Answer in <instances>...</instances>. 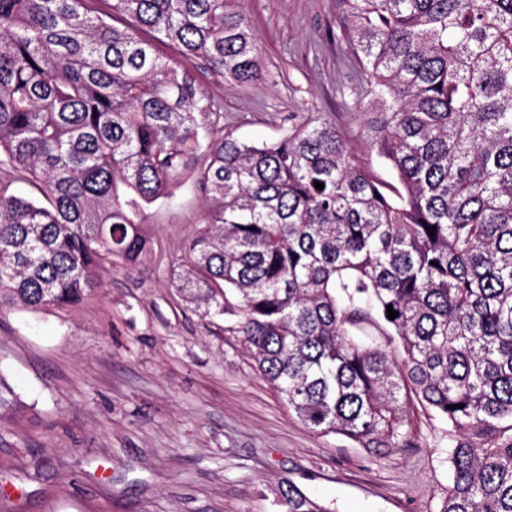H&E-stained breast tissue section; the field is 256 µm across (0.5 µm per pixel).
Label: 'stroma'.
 I'll list each match as a JSON object with an SVG mask.
<instances>
[{
  "instance_id": "obj_1",
  "label": "stroma",
  "mask_w": 512,
  "mask_h": 512,
  "mask_svg": "<svg viewBox=\"0 0 512 512\" xmlns=\"http://www.w3.org/2000/svg\"><path fill=\"white\" fill-rule=\"evenodd\" d=\"M261 78L198 71L224 128L273 141L321 118L350 146L368 99L344 35L343 0H240ZM191 177L152 207L148 254L113 259L80 304H0V375L17 403L0 416V504L8 512H284L291 480L329 512H438L448 426L409 406V447L381 459L289 412L242 336L172 284L203 218Z\"/></svg>"
}]
</instances>
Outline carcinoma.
<instances>
[{
    "instance_id": "carcinoma-1",
    "label": "carcinoma",
    "mask_w": 512,
    "mask_h": 512,
    "mask_svg": "<svg viewBox=\"0 0 512 512\" xmlns=\"http://www.w3.org/2000/svg\"><path fill=\"white\" fill-rule=\"evenodd\" d=\"M94 2L0 0V163L43 197L0 185V299L73 306L109 258L139 262L149 206L202 157L174 287L237 318L316 431L382 457L415 397L451 436L438 512H512V0H345L376 103L364 159L326 120L270 143L224 132L195 75L155 53L259 80L238 0ZM15 402L0 378V417ZM280 504L327 512L291 480Z\"/></svg>"
}]
</instances>
